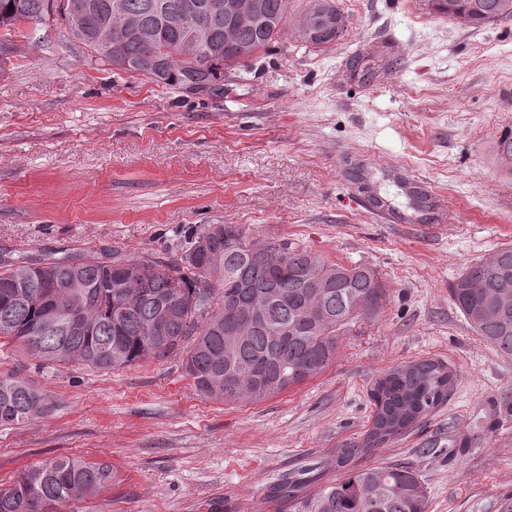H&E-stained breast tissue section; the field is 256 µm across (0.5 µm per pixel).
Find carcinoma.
<instances>
[{"label": "carcinoma", "instance_id": "obj_1", "mask_svg": "<svg viewBox=\"0 0 512 512\" xmlns=\"http://www.w3.org/2000/svg\"><path fill=\"white\" fill-rule=\"evenodd\" d=\"M190 0H0V60L10 52L16 24L39 26L54 8L92 57L111 55L158 83L205 92L222 89L224 70L244 67L287 33L306 46L341 37L345 17L336 0H251L255 11L231 21L222 8L186 14ZM437 15L466 25L512 20V0H427ZM199 40L191 52L184 45ZM512 175V127L495 147ZM282 260L271 265L265 254ZM386 286L363 265L326 261L282 240L263 245L237 224L196 230L180 260H103L75 255L0 271V336H10L46 363L81 362L100 370L162 358L189 341L185 370L195 389L226 403H256L318 375L336 355L338 337L377 315ZM449 296L473 333L512 359V244L468 266ZM455 373L441 360L419 359L385 372L373 385V422L330 460L311 459L288 470L266 498L300 499L327 468L344 478L319 488L314 512H428L420 475L408 466H358L379 448L413 434L448 404ZM49 397L0 378V425L47 413ZM496 423L512 421V395L499 398ZM112 485L104 464L59 457L24 470L0 491V512H54L72 499L92 498Z\"/></svg>", "mask_w": 512, "mask_h": 512}]
</instances>
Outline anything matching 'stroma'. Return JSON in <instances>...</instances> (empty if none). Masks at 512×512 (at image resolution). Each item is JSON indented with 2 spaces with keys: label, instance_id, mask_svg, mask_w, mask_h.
Returning a JSON list of instances; mask_svg holds the SVG:
<instances>
[{
  "label": "stroma",
  "instance_id": "1",
  "mask_svg": "<svg viewBox=\"0 0 512 512\" xmlns=\"http://www.w3.org/2000/svg\"><path fill=\"white\" fill-rule=\"evenodd\" d=\"M343 35L324 46L281 38L224 89L192 94L91 58L60 14L17 24L0 68V258L71 254L180 258L206 224H237L326 260L373 269L379 315L337 341L316 377L257 403L200 394L185 352L125 368L44 365L0 337V375L47 393L41 417L0 426V490L60 456L110 465L96 497L56 512H310L313 493L268 503L267 488L371 425L373 382L436 358L452 397L420 430L366 457L415 469L428 512H500L512 497V359L475 336L448 288L512 243V176L494 145L512 126V20L472 28L425 0H338ZM372 77L352 76L355 54ZM426 179L444 224H379L363 199L414 207L401 175Z\"/></svg>",
  "mask_w": 512,
  "mask_h": 512
}]
</instances>
